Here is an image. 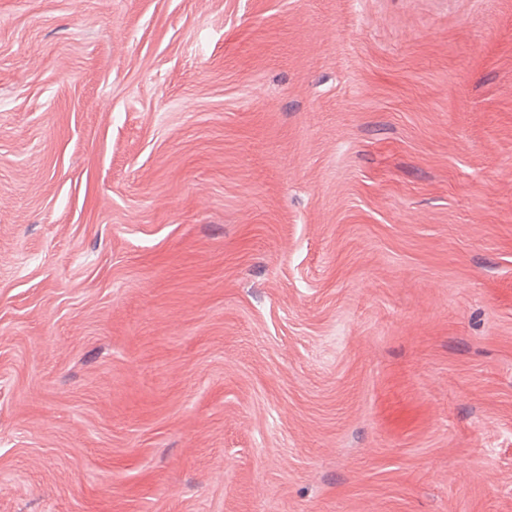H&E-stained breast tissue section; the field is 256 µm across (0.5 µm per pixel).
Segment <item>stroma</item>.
<instances>
[{"mask_svg": "<svg viewBox=\"0 0 512 512\" xmlns=\"http://www.w3.org/2000/svg\"><path fill=\"white\" fill-rule=\"evenodd\" d=\"M0 512H512V0H0Z\"/></svg>", "mask_w": 512, "mask_h": 512, "instance_id": "stroma-1", "label": "stroma"}]
</instances>
